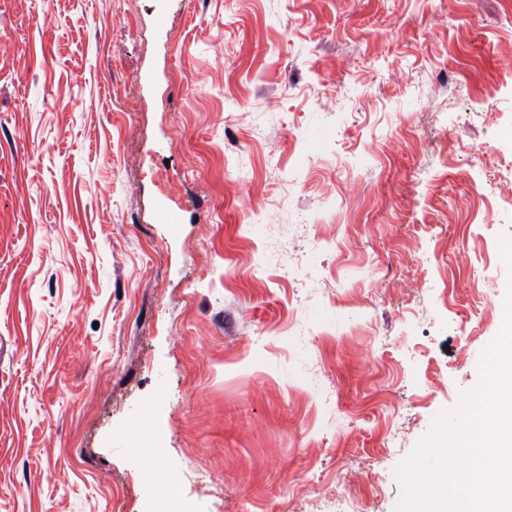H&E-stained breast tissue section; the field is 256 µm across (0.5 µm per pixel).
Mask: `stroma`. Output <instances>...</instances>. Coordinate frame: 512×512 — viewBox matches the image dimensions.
<instances>
[{
	"label": "stroma",
	"mask_w": 512,
	"mask_h": 512,
	"mask_svg": "<svg viewBox=\"0 0 512 512\" xmlns=\"http://www.w3.org/2000/svg\"><path fill=\"white\" fill-rule=\"evenodd\" d=\"M503 236L512 0H0V512H395Z\"/></svg>",
	"instance_id": "1"
}]
</instances>
